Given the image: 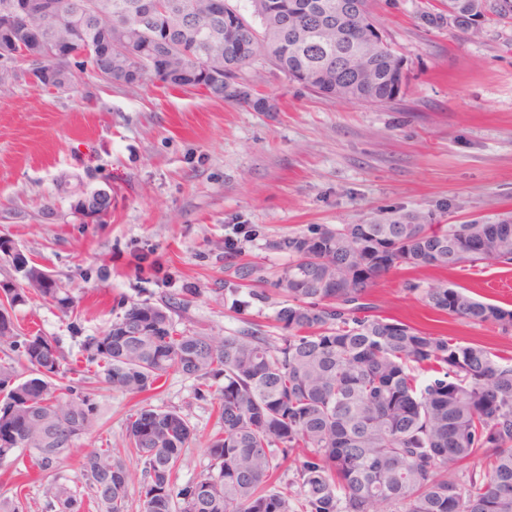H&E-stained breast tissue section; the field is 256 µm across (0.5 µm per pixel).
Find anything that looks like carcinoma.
<instances>
[{"label": "carcinoma", "instance_id": "obj_1", "mask_svg": "<svg viewBox=\"0 0 512 512\" xmlns=\"http://www.w3.org/2000/svg\"><path fill=\"white\" fill-rule=\"evenodd\" d=\"M134 0H112V13L73 28L54 29L53 18L31 21L71 42L72 54L53 57L28 40V52L69 79L71 67L104 83L129 82L168 51L158 43L141 52L134 43L127 65L116 68L98 54L99 36L135 28L126 10ZM255 28L224 0V27L209 42L182 37L161 61L165 87L202 90L256 112H273L264 97L232 81L262 56L289 81L315 93L335 88L344 103H389L409 88L410 70L390 47L368 39L376 20L373 0H249ZM476 0H427L416 18L435 29L454 27L468 38L487 25L512 24V0H495L487 17ZM211 70L224 71L217 83ZM429 212L380 210L369 224H338L272 242L288 265L268 281L264 265L243 256L257 229L235 224L224 236V296L247 291L240 305L288 298L277 312L283 334L272 336L245 318L230 336L200 335L176 327L199 289L186 284L160 302L119 303L123 314L82 349L97 382L140 396L174 371L198 382L197 394L218 400L221 428L207 445L210 462L199 479L181 486L172 474L193 440L174 410L143 407L131 417L127 451L144 473V512H512V358L481 342L461 343L411 324L370 313L375 281L392 270H471L512 266V233L493 240L480 256L468 240L482 224H430ZM24 283L0 290V462L27 455L47 470L96 424L94 394L56 382L64 378L59 343L40 331L21 332L14 309L31 291L62 307L73 303L58 280L28 264L0 238ZM430 309L474 325L495 323L512 331V310L481 301L455 283L421 287L409 280ZM31 377L20 380L14 363ZM433 376L421 379L423 366ZM297 455L292 477L278 471ZM487 457L481 470L471 467ZM88 494L105 512H126L129 471L107 449L82 463ZM45 512H81L83 499L64 484L47 489Z\"/></svg>", "mask_w": 512, "mask_h": 512}]
</instances>
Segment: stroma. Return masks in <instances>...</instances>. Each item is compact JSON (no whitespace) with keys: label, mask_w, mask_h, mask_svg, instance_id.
Returning <instances> with one entry per match:
<instances>
[{"label":"stroma","mask_w":512,"mask_h":512,"mask_svg":"<svg viewBox=\"0 0 512 512\" xmlns=\"http://www.w3.org/2000/svg\"><path fill=\"white\" fill-rule=\"evenodd\" d=\"M417 3L374 4L411 76L406 96L384 104L338 103L289 82L262 57L241 76L254 95L275 100L273 112L154 79L111 85L81 73L71 89H44L26 77L24 62L12 63V83L0 90V237L73 297L66 311L32 293L15 310L22 329L59 339L65 383L86 388L81 343L111 326L119 300L153 302L186 283L199 293L178 328L228 336L248 317L280 335L278 300L242 310L224 296L232 225L257 228L245 251L273 273L288 257L271 243L288 232L360 224L379 209H425L440 224L512 210V26L471 40L422 26ZM98 190L110 196L108 210L76 213V201ZM412 276L426 286L448 280L512 309V272L394 270L369 295L375 315L512 357V333L430 310L405 291ZM196 386L173 371L146 402L179 412L194 432L174 470L179 485L206 472L207 443L220 429L216 399L198 397ZM95 394L98 423L61 463L42 472L25 455L0 464V501L43 512L46 489L82 490L86 453L106 448L130 472L127 512H143L142 467L124 449L129 418L143 402L105 386ZM25 467L29 478H14Z\"/></svg>","instance_id":"1"}]
</instances>
